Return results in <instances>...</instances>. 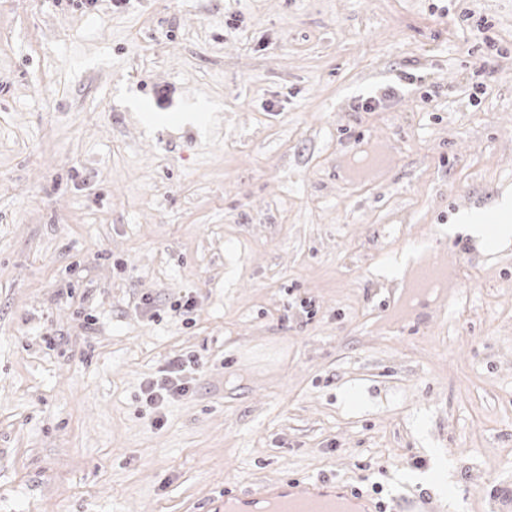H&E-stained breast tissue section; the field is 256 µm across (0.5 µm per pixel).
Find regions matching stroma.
I'll return each mask as SVG.
<instances>
[{
    "label": "stroma",
    "instance_id": "1",
    "mask_svg": "<svg viewBox=\"0 0 512 512\" xmlns=\"http://www.w3.org/2000/svg\"><path fill=\"white\" fill-rule=\"evenodd\" d=\"M505 193L512 0H0V512H512ZM457 223L459 224H454L450 228L449 231L451 234L454 235L455 233L460 232L464 235L471 236L484 246L487 245L486 240L489 239L485 235V230L482 224H479L475 213L464 212L459 214L457 217ZM447 288V269L437 254L430 256L419 268L412 289L403 296L404 303L410 307L416 300ZM192 365H195L193 358L176 356L169 362V367L162 371L163 374L149 384L146 401L154 403L168 397L187 394L188 387L184 382V374L189 368L192 369ZM338 491V492H336ZM366 506V507H365ZM226 512H376L380 502L332 481L281 482L240 495L224 491Z\"/></svg>",
    "mask_w": 512,
    "mask_h": 512
}]
</instances>
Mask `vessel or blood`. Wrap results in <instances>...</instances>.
Here are the masks:
<instances>
[{
  "mask_svg": "<svg viewBox=\"0 0 512 512\" xmlns=\"http://www.w3.org/2000/svg\"><path fill=\"white\" fill-rule=\"evenodd\" d=\"M446 285L445 265L439 256H430L417 269L403 301L413 304ZM380 508L378 501L356 490L336 487L329 480L281 482L244 495L229 489L224 492L225 512H379Z\"/></svg>",
  "mask_w": 512,
  "mask_h": 512,
  "instance_id": "vessel-or-blood-1",
  "label": "vessel or blood"
}]
</instances>
